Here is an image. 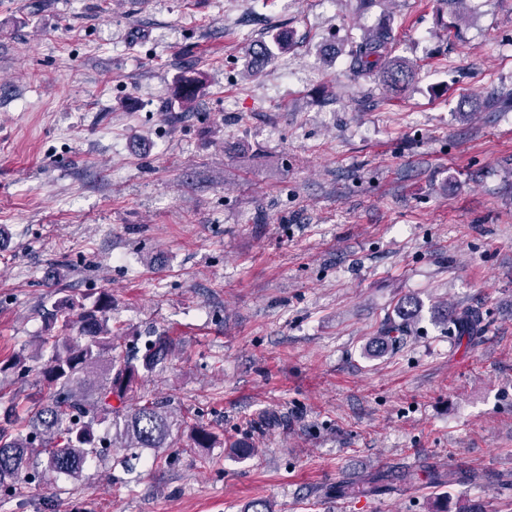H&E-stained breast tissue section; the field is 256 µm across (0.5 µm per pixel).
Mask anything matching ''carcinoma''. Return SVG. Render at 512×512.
<instances>
[{
    "mask_svg": "<svg viewBox=\"0 0 512 512\" xmlns=\"http://www.w3.org/2000/svg\"><path fill=\"white\" fill-rule=\"evenodd\" d=\"M292 48L287 34L273 36L272 44L258 42L249 49L256 66L270 62L275 52ZM349 70L356 77L375 75L393 91L407 87L414 70L394 56L390 33L373 30L352 43L347 52ZM199 88L195 76L177 86L176 99L185 108L192 105ZM78 311L79 337L63 335L71 326V312ZM112 300L104 295L87 304L67 297L47 313L45 335L35 344L33 358L49 353L38 370L47 389L44 400L30 398L23 405L12 401L0 405V491L21 506L27 489L49 475L69 479L82 476L86 465L102 455L104 448H170L174 432L186 424L168 411L164 401L135 397L136 385L172 352L173 339L157 336L145 345L139 358L113 354L120 348L119 336L112 330ZM417 312V302H399L383 331L387 343L405 336ZM484 321L475 308L452 314L458 336H469ZM11 372L24 379L30 369L27 358L15 355L0 361V373ZM112 419V440L98 437L94 424ZM456 478L437 469L426 471V484L443 488Z\"/></svg>",
    "mask_w": 512,
    "mask_h": 512,
    "instance_id": "1",
    "label": "carcinoma"
}]
</instances>
